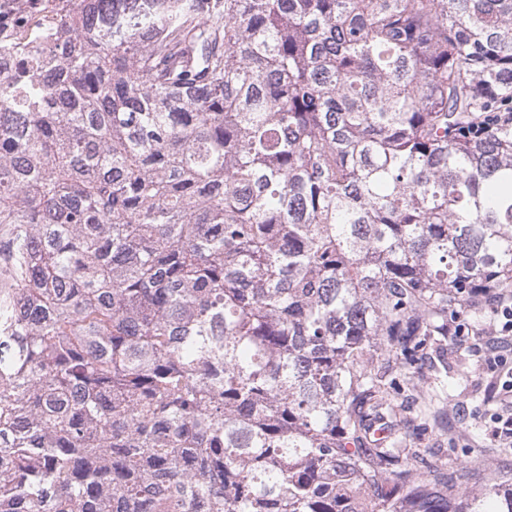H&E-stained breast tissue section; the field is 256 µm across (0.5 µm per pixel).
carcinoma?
<instances>
[{
    "mask_svg": "<svg viewBox=\"0 0 512 512\" xmlns=\"http://www.w3.org/2000/svg\"><path fill=\"white\" fill-rule=\"evenodd\" d=\"M0 512H512L401 436L512 290V0H10Z\"/></svg>",
    "mask_w": 512,
    "mask_h": 512,
    "instance_id": "carcinoma-1",
    "label": "carcinoma"
}]
</instances>
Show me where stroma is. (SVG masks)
<instances>
[{
    "label": "stroma",
    "instance_id": "obj_1",
    "mask_svg": "<svg viewBox=\"0 0 512 512\" xmlns=\"http://www.w3.org/2000/svg\"><path fill=\"white\" fill-rule=\"evenodd\" d=\"M455 324L462 334L449 343L446 353L448 369L458 380L448 412L441 425L410 432L407 439L422 452H439L452 467L457 487L475 493L493 476L512 472V447L491 445L490 416L501 404L489 397L490 377L482 370L485 349L468 337L471 308L462 309Z\"/></svg>",
    "mask_w": 512,
    "mask_h": 512
}]
</instances>
